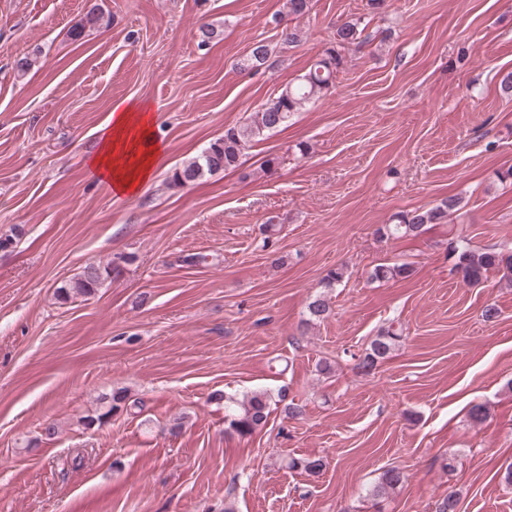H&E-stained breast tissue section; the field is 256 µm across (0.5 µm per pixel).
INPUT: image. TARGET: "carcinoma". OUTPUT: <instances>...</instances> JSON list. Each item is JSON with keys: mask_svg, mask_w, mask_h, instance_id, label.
I'll use <instances>...</instances> for the list:
<instances>
[{"mask_svg": "<svg viewBox=\"0 0 512 512\" xmlns=\"http://www.w3.org/2000/svg\"><path fill=\"white\" fill-rule=\"evenodd\" d=\"M361 32L354 23H344L336 29V46L328 48L315 59L307 71L300 76L295 85L285 86L280 94L268 100L261 111L255 113L254 119L245 124L234 125L224 129V137L211 143L199 156L174 171L169 180L173 188L194 184L207 176L220 171L233 170L240 165L242 156L253 143L263 139L265 133L276 130L288 122L291 113L297 111L309 100L319 96L336 84V75L342 66V57L336 47L352 44L360 39ZM269 49L259 41L250 51L248 65L258 68L266 64ZM460 200L450 197L433 208L408 210L396 216V222L377 229V233L386 238H416L426 231L429 224H443L448 214L457 209ZM451 255L455 258L454 267L462 274L463 281L478 284L492 271L502 273V277L512 283V255L505 256L495 251H475L468 247L454 246ZM124 270L108 260L103 264H88L72 279L62 283L55 290L56 297L63 303L77 298L87 299L112 283ZM407 264L376 266L371 279L389 281L410 276ZM310 321H322L328 317L329 303L325 293L314 296L307 306ZM402 339L398 330L389 326L382 328L370 344L358 367L365 372L375 369L377 363L385 359ZM214 399L224 402V418L229 428L240 436H250L265 427L271 414L272 395L267 391H254L241 401L226 398L218 393ZM101 401L108 403L107 410L88 417L87 425L103 424L104 419L120 411L128 412L137 406L124 388L112 390L103 395Z\"/></svg>", "mask_w": 512, "mask_h": 512, "instance_id": "cac0c4a2", "label": "carcinoma"}]
</instances>
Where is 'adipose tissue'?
<instances>
[{
	"label": "adipose tissue",
	"instance_id": "1",
	"mask_svg": "<svg viewBox=\"0 0 512 512\" xmlns=\"http://www.w3.org/2000/svg\"><path fill=\"white\" fill-rule=\"evenodd\" d=\"M152 112L127 102L114 104L92 170L113 190L132 195L151 180L160 154Z\"/></svg>",
	"mask_w": 512,
	"mask_h": 512
}]
</instances>
